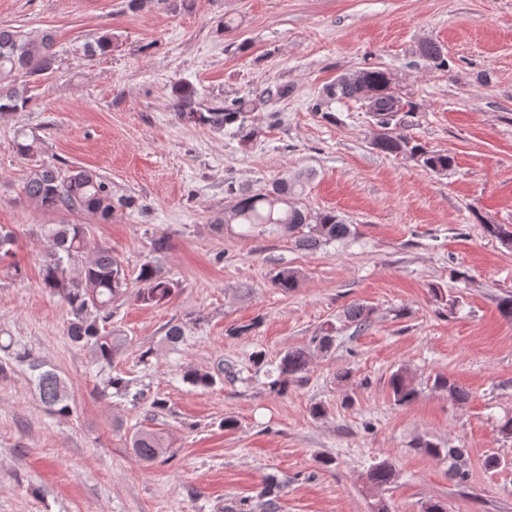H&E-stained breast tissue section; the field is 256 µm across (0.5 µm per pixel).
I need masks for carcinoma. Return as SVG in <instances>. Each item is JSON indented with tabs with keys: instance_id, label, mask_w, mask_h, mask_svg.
<instances>
[{
	"instance_id": "cac0c4a2",
	"label": "carcinoma",
	"mask_w": 512,
	"mask_h": 512,
	"mask_svg": "<svg viewBox=\"0 0 512 512\" xmlns=\"http://www.w3.org/2000/svg\"><path fill=\"white\" fill-rule=\"evenodd\" d=\"M54 36L51 32H24L12 26H0V114L17 112L29 102L28 87L18 84L13 77H34L52 69L55 53L52 52ZM181 111L178 118L223 130L248 144L257 137L256 128L248 124L250 103L234 99L217 105L205 112H188L192 92L187 88L175 90ZM352 100L361 109L372 115L378 132L372 140L375 149L385 154H402L434 173H444L452 168L454 159L444 153L432 151L416 142L405 133L404 117L410 114L407 103L391 87L388 74L379 68H368L340 76L336 82L323 89L311 111L322 112V107L332 100ZM306 177L301 173L284 174L276 179L264 193L249 194L228 185L229 194L235 203L224 211V223L241 224L248 229L266 225L269 229L294 238L297 247L313 251L322 245L348 238L351 225L334 211L314 212L301 202L305 191ZM23 193L30 205L43 211L87 210L109 221L116 210L112 189L95 170L78 167L62 170L55 166L38 165L28 175ZM484 233L512 247V227L505 224L482 222ZM47 260L43 268L42 285L57 295L69 308L67 336L82 347H90L101 368L112 365L124 349L127 339L110 327L112 308L127 297L128 275L122 265L106 248L90 249L87 232L82 224H49L44 228ZM90 255L78 269L71 262L85 252ZM297 273L290 269L278 271L273 284L284 292L297 287ZM138 288L135 297L146 305H159L169 300L178 283L166 276L161 268L151 262L140 266L136 276ZM373 310L363 304H352L343 312L344 323L326 322L311 338L306 348L287 350L273 369L275 377L269 382L271 391L282 394L288 385L301 378L307 371L314 353H327L336 343V337L345 327L353 324L359 330L367 327ZM16 358L29 362L37 373V388L41 402L53 413L68 415L66 386L53 370L44 369V364L27 353H18ZM183 380L203 388L214 385L212 375L189 368ZM394 401L405 406L417 397L418 392L402 370L394 372L389 380ZM437 389L448 392L452 402L464 403L469 399L468 390L455 380L438 375L434 379ZM130 392V381L120 374L103 379L100 394L112 397L125 396ZM134 453L145 462H153L165 454L166 448L160 437L150 432H138L131 441ZM418 448L433 458L451 461L452 477L460 482L466 480L462 468L466 449L441 448L437 443L422 440ZM396 475L394 465L382 460L373 463L368 472V482L376 487H387Z\"/></svg>"
}]
</instances>
